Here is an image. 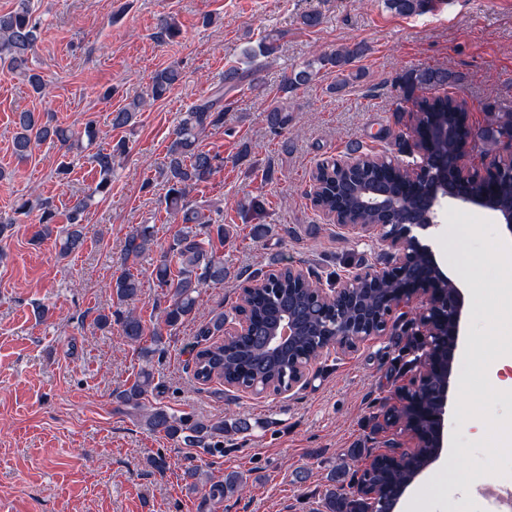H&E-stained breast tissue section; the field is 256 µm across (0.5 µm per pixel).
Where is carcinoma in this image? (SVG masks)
Instances as JSON below:
<instances>
[{
  "label": "carcinoma",
  "mask_w": 512,
  "mask_h": 512,
  "mask_svg": "<svg viewBox=\"0 0 512 512\" xmlns=\"http://www.w3.org/2000/svg\"><path fill=\"white\" fill-rule=\"evenodd\" d=\"M387 10L399 16L422 15L429 10L430 0H384ZM41 37V21L34 16L31 0H15L14 7L0 13V68L28 82L33 91L43 87V77L34 68V50ZM275 47L264 41L258 48L244 51L245 67H234L224 72L223 84L217 86L212 95L195 104L181 118L167 149V161L160 176L167 185L164 199L165 210L178 219L181 228L173 237L166 250L153 264L151 275L157 286L165 289L164 306L160 308L163 327L148 330L130 303L138 300L142 283L137 275L125 268L112 277L109 283L111 299L115 310L97 315V322L108 325L117 321L123 336L139 348L145 365L140 368L134 382L114 393L115 400L140 424L153 434H160L189 447H202L212 454L224 453V434L244 433L251 429L245 419H236L228 424L224 420L195 417L189 414L177 415L164 406L144 409L143 400L153 387L154 372L152 359L162 343V329L173 331L195 314L205 285L224 283V259L217 256L215 244H224L230 235L229 228L212 218L220 215L221 207L205 201H191L188 196L197 186L210 181L216 172L217 156L200 146L202 135L224 126V91H232L247 81L258 67L257 58L269 56ZM363 53L360 45L341 47L320 53L307 60L299 70L293 72L282 87L280 100L267 110L266 122L270 130L279 134L288 128L291 121V107L288 94L299 87L308 85L321 76L330 75L333 81L328 90L336 93L344 89L359 75L349 71L352 60ZM180 79V71L173 65L158 71L152 80L151 96L161 98ZM448 85V72L432 68L415 69L402 78L404 96H409L417 87L436 91L431 97L416 102L417 112L422 114L421 124H428L432 114H442L443 120L457 121L458 104L452 97L438 94ZM144 106V99L134 98L123 108L112 113V127L124 128L131 123L135 114ZM13 137L14 153L21 159L29 157L35 146L45 140L56 141L70 149L82 147V139L93 142L96 130L92 125L85 126L83 133H75L68 128L53 126L39 121L35 113H18ZM483 140L502 143L512 138V111L489 113L488 126L481 131ZM125 142L118 143L110 150H99L93 155L100 180L91 193L78 197L70 207L69 228L60 242V252L67 255L84 245L82 221L91 205L94 194L108 189L111 185L115 166L125 155ZM355 183L372 181L384 182L396 193L412 191L414 185L404 180L397 167L389 164L378 166L371 155L362 153L357 157ZM319 178L323 190L319 198L322 207L336 208V169L320 170ZM42 210L41 229L36 233L40 239L53 233L55 212L48 202L26 200L19 210ZM346 221L352 224H382L385 218L377 211L364 206L359 197L350 195L342 203ZM153 226L140 225L130 233L124 244V262H137L154 251ZM276 278L260 282L246 289L240 297L250 317V332L247 336L224 337V313L214 314L203 336H214L216 340L195 350L191 372L193 378L207 384L218 381L237 387L253 385H288V378L296 365L310 356H317L323 343L336 336L337 326L351 320L355 312L349 308L334 306L321 307L314 303L307 291H291L288 281V267L276 271ZM293 296V312L306 325V331L296 344L286 353L271 356L259 347L260 336L277 318L281 308L288 306V296ZM329 488L319 502L318 512H365L363 499L344 493V488H354V477L343 469L331 473ZM243 479L232 472L224 479L210 485V496L224 498L242 487Z\"/></svg>",
  "instance_id": "carcinoma-1"
}]
</instances>
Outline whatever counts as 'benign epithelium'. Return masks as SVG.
Segmentation results:
<instances>
[{
  "mask_svg": "<svg viewBox=\"0 0 512 512\" xmlns=\"http://www.w3.org/2000/svg\"><path fill=\"white\" fill-rule=\"evenodd\" d=\"M464 112L456 125L438 120L420 134L414 126V148L418 160L404 165L409 178L425 186L421 198L413 203L391 196L382 188L370 192V201L377 207L402 217L395 224H357L347 228L358 233L373 229L379 232L382 245L391 256L389 264L379 270L365 269L355 273L351 280L338 288H318L320 301L328 305L343 306L352 301V282L395 280L398 282L387 297L386 306L394 310L422 300L421 312L416 321V335L422 339L423 358L419 361L416 382L397 391V402L389 406L383 416L398 415L407 410L409 419H398L393 426L408 437L410 446L401 450L392 442L386 444L382 456L397 461L430 453L434 461L444 441L445 417L449 410V391L452 366L463 335L464 296L460 286L438 263L432 247L423 243L414 230H427L438 223L445 205L476 208L491 213L497 223L506 226L512 234V207H503L488 183L495 178L496 167L484 171L473 170L466 164L469 127L468 105L461 104ZM453 140L456 153L437 157L427 150L429 140ZM357 319L341 325L336 341L326 348L354 350L365 339L382 335L388 327V317H380L379 306L356 302ZM300 325L294 318L283 320L274 335L267 338L265 346L275 348L293 342ZM420 474L415 471L406 481L393 489L375 488L370 492L374 499H390L389 510H394L398 500Z\"/></svg>",
  "mask_w": 512,
  "mask_h": 512,
  "instance_id": "obj_1",
  "label": "benign epithelium"
}]
</instances>
